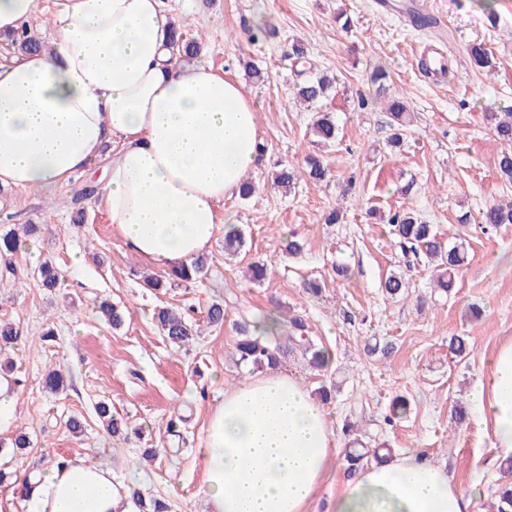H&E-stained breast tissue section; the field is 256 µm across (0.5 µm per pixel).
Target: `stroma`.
Returning a JSON list of instances; mask_svg holds the SVG:
<instances>
[{"label":"stroma","mask_w":512,"mask_h":512,"mask_svg":"<svg viewBox=\"0 0 512 512\" xmlns=\"http://www.w3.org/2000/svg\"><path fill=\"white\" fill-rule=\"evenodd\" d=\"M430 3L447 23L441 48L449 66L441 76L419 64L430 31L377 13L373 0H166L169 20L200 46L193 63L240 80L254 98L265 147L249 174L255 193L220 206L244 236L240 253L226 255L223 238H216L205 275L191 283L150 271L113 227L95 191L111 147L89 171L52 192L0 187V225L40 227L21 240L16 280L0 279V322L15 324L22 336L0 353V364H9L21 383L13 429L0 434V512H23L12 492L16 472L62 457L110 468L117 481L163 499L169 512H206L197 450L209 414L226 389L253 376L232 359L235 324L271 309L284 319L300 316L310 336L334 353V362L319 372L296 353L280 368L310 391L335 387L326 409L341 448L356 440L396 456H425L464 492L479 489L474 512H491L499 485L511 475L496 460L489 431L456 419L455 411L470 408L483 361L499 338L512 336V224L481 221L486 206L512 200V185L497 175L502 145L486 119L488 111L512 106V0ZM341 13L350 17L349 27L338 22ZM259 14L265 19L260 27L253 23ZM296 42L305 60L293 58ZM476 43L492 51V72L474 67L468 47ZM377 66L407 102L396 147L389 144L386 100L370 83ZM256 68L261 77L253 76ZM305 69L336 78L321 103L339 129L334 144L315 143L311 112L294 103ZM309 155L323 162L325 179H301L289 193L270 188L272 171L302 169ZM333 210L338 223H326ZM403 211L433 224L446 245L464 242L467 262L452 288L433 282L424 259L406 260L386 232L388 218ZM79 212L84 222L78 226L73 218ZM291 239L300 241V252L286 251ZM47 258L65 272L52 291L32 284ZM259 259L267 261L268 275L254 283L246 270ZM393 272L408 284L397 298L382 290ZM149 273L163 288L145 287ZM308 280L319 281V295L305 292ZM104 298L128 309L122 328L96 317ZM216 300L224 304V324L204 326ZM162 307L193 308L201 326L195 343L177 348L160 335L154 314ZM49 329L55 340L42 341ZM454 335L470 341L464 358L448 349ZM52 367L66 375L57 394L43 386ZM398 396L408 400L409 411L392 421L390 404ZM101 401L135 435L105 434L95 415ZM176 411L188 419L179 438L165 431ZM73 414L85 423L78 436L66 426ZM19 432L28 434L31 446L16 457L10 444ZM147 448L157 449L154 461H143Z\"/></svg>","instance_id":"stroma-1"}]
</instances>
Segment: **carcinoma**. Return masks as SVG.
Returning a JSON list of instances; mask_svg holds the SVG:
<instances>
[{
	"mask_svg": "<svg viewBox=\"0 0 512 512\" xmlns=\"http://www.w3.org/2000/svg\"><path fill=\"white\" fill-rule=\"evenodd\" d=\"M170 41L177 55L181 58L197 55L199 45L196 40H188L176 28L170 30ZM12 45L21 53L37 51L40 45L29 36L28 29L22 28L12 40ZM469 54L474 64L490 71L493 69L492 57L481 44L469 47ZM332 87L331 80L320 73H313L296 84L295 96L309 106H315L327 97ZM389 114L393 125L400 128L405 123L406 106L404 98L393 95L389 103ZM494 131L497 137L509 144L512 142V112H506L499 117ZM312 132L319 141L328 143L336 140L337 126L335 120L327 113L316 111L312 121ZM497 170L501 180L512 183V151L505 150L498 156ZM326 170L321 161L314 157L305 158V168L301 170L286 167L277 171L272 179V186L278 190H292L298 179L307 176L314 181L322 180ZM485 224H512V201L495 202L482 213ZM389 233L399 239L404 249L413 253H423L437 273V284L442 288L453 285L456 270L464 263L466 252L463 245L445 248L438 240L433 226L413 216L411 212L396 213L388 220ZM20 247V238L14 229L0 233V256L6 253L16 254ZM34 275L35 283L42 288L57 287L61 273L49 259L42 262ZM385 292L396 297L403 294L407 283L403 275L393 273L384 283ZM98 317L108 322L112 328L121 327L126 320L124 308L109 300H102L96 306ZM155 320L163 335L173 346L181 348L189 345L193 337V324L188 311L176 312L168 307L157 310ZM238 338L234 355L237 363L259 370L269 366H277L281 359L297 351L308 365L316 370L324 369V353L326 348L320 347L307 336L305 322L293 316L288 321V336L283 343L272 342L268 336H255L251 324L244 320L237 324ZM19 340L18 329L9 322H0V347L14 345ZM95 413L100 425L111 435H127L128 425L123 420L112 415L110 406L105 402L96 404ZM130 496L138 505L139 512H168V506L159 499L146 498L140 489L130 488Z\"/></svg>",
	"mask_w": 512,
	"mask_h": 512,
	"instance_id": "1",
	"label": "carcinoma"
}]
</instances>
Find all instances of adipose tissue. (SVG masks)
<instances>
[{"instance_id":"obj_1","label":"adipose tissue","mask_w":512,"mask_h":512,"mask_svg":"<svg viewBox=\"0 0 512 512\" xmlns=\"http://www.w3.org/2000/svg\"><path fill=\"white\" fill-rule=\"evenodd\" d=\"M54 39L0 64V184L37 193L120 147L99 192L127 248L151 267L208 251L259 163V119L241 84L173 60L162 0H56ZM474 422L512 456V337L474 382ZM198 455L209 512H307L341 448L327 411L284 371L225 390ZM24 512H138L111 469L67 460L20 472ZM330 512H473L446 470L415 456L338 477Z\"/></svg>"}]
</instances>
